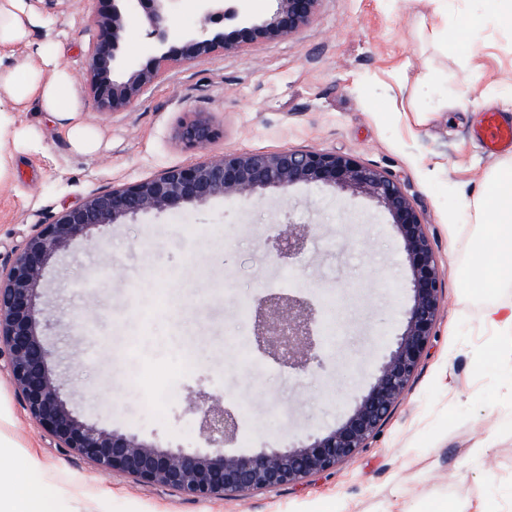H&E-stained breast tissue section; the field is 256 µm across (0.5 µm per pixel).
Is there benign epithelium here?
I'll list each match as a JSON object with an SVG mask.
<instances>
[{
	"label": "benign epithelium",
	"mask_w": 512,
	"mask_h": 512,
	"mask_svg": "<svg viewBox=\"0 0 512 512\" xmlns=\"http://www.w3.org/2000/svg\"><path fill=\"white\" fill-rule=\"evenodd\" d=\"M98 38L89 51L87 77L96 110L131 108L162 67L181 59L201 61L217 51L233 53L272 42L308 25L321 0H274V10L255 18L240 0H195L199 25H178L180 0H94ZM136 21L155 47L144 65L133 64L125 33ZM175 139L188 150L206 147L224 129L202 112L178 123ZM298 184H322L372 198L401 237L411 272V303L403 328L348 417L329 432L282 448L248 455L224 450L239 431L242 414L224 398L198 392L188 398L209 447L188 453L159 448L137 435L98 427L75 413L48 364L37 319L42 274L54 256L91 229L124 224L142 214L208 203L219 198L259 201L271 191ZM268 244L275 260L291 262L308 251L311 230L274 225ZM442 286L434 248L410 197L384 170L332 152L284 150L225 154L217 159L173 166L132 184L91 193L83 203L41 224L0 269V360L4 359L21 404L64 450L100 471L119 472L140 482L176 489L194 500L227 493L297 485L353 457L378 432L425 355L437 322ZM330 306L305 296L268 288L250 307L252 345L276 364L305 370L320 364L319 327Z\"/></svg>",
	"instance_id": "7a95c632"
}]
</instances>
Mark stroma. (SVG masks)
<instances>
[{
  "label": "stroma",
  "instance_id": "obj_1",
  "mask_svg": "<svg viewBox=\"0 0 512 512\" xmlns=\"http://www.w3.org/2000/svg\"><path fill=\"white\" fill-rule=\"evenodd\" d=\"M95 128L94 154L76 153L36 104L12 113L38 144L0 181V263L34 232L90 193L225 154L284 149L336 152L376 166L413 201L433 243L442 282L434 337L387 421L354 458L297 486L190 499L180 491L106 474L58 448L24 410L0 369V466L25 457L58 496L57 512H428L434 500L484 499L512 512V379L495 360L486 310L512 302L490 280L485 240L468 203L489 192L497 157L472 140L483 109L512 81V36L477 26L468 0L448 15V37L475 26L484 65L434 41L430 0H321L298 33L233 54L174 63L133 108L96 111L86 60L96 40L94 0H33ZM188 112L224 129L206 148L173 137ZM310 228L292 269L268 254L276 223ZM49 363L75 412L162 448L206 445L186 397L223 396L242 411L227 452L279 448L336 426L368 388L410 301L402 242L364 196L301 184L263 202L233 198L138 217L73 241L43 272ZM330 301L321 364L282 368L250 343L245 305L262 288ZM486 448L480 464L471 452Z\"/></svg>",
  "mask_w": 512,
  "mask_h": 512
}]
</instances>
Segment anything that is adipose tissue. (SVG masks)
I'll list each match as a JSON object with an SVG mask.
<instances>
[{
    "mask_svg": "<svg viewBox=\"0 0 512 512\" xmlns=\"http://www.w3.org/2000/svg\"><path fill=\"white\" fill-rule=\"evenodd\" d=\"M39 23V16L26 0H0V48L28 50L18 65L0 67V106L12 112L36 101L42 112L65 128L76 151L93 152L97 140L75 120L80 107L70 73L57 62V42L48 38L36 44L31 39ZM489 184V193L471 202L472 220L490 225L488 241L495 280L511 283L512 158L499 162ZM39 468L37 461L27 458L9 471H0V512H57L54 491L35 479Z\"/></svg>",
    "mask_w": 512,
    "mask_h": 512,
    "instance_id": "adipose-tissue-1",
    "label": "adipose tissue"
}]
</instances>
